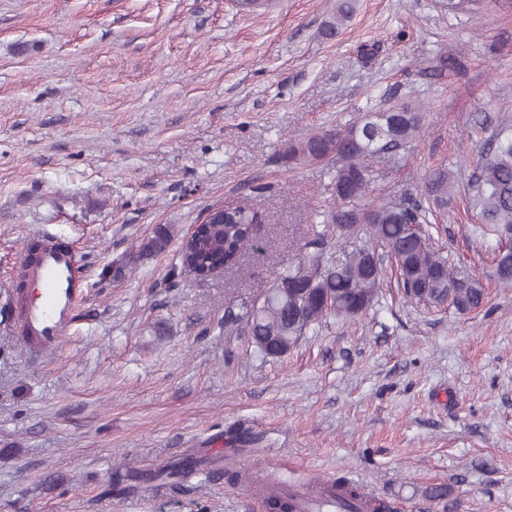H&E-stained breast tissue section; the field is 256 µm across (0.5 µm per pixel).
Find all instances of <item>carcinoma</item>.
I'll list each match as a JSON object with an SVG mask.
<instances>
[{
  "label": "carcinoma",
  "mask_w": 512,
  "mask_h": 512,
  "mask_svg": "<svg viewBox=\"0 0 512 512\" xmlns=\"http://www.w3.org/2000/svg\"><path fill=\"white\" fill-rule=\"evenodd\" d=\"M357 0H337L335 20L325 24L328 38L356 12ZM422 129V115L407 103L370 110L358 124L348 128L321 129L301 142H291L284 150L290 163L300 160H339L330 186L337 206L318 211L308 246L317 252L304 255L284 267L271 288L253 304L235 311L224 308V326L231 327L249 344L270 357L290 351L308 329L328 316L355 320L368 311L376 298L385 274V261L396 267L398 287L411 299L426 306H452L461 313L483 306V283L469 275L450 270L449 258L437 251L424 225L435 209H445L456 184L448 164L440 163L426 176L425 195L429 207L421 202L363 203L370 184L363 160L395 153L413 142ZM468 202L479 211L482 236L495 235L512 240V138L498 139L480 152L466 183ZM258 212L246 206L224 209V223L207 224L199 233L182 237L178 258L181 268L192 267L197 279L206 281L220 266H237L243 254L255 248L253 227ZM366 226L368 240L357 243L354 234ZM336 243H328L330 233ZM166 226L143 246L147 252H160L171 240ZM495 277L503 286H512V246L499 253ZM320 501L337 499L352 509L362 499L359 489L345 479L317 491ZM269 512H298L295 494L278 487L267 496Z\"/></svg>",
  "instance_id": "1"
}]
</instances>
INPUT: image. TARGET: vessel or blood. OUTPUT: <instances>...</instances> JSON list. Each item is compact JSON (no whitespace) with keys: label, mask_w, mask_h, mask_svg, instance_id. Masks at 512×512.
I'll return each instance as SVG.
<instances>
[{"label":"vessel or blood","mask_w":512,"mask_h":512,"mask_svg":"<svg viewBox=\"0 0 512 512\" xmlns=\"http://www.w3.org/2000/svg\"><path fill=\"white\" fill-rule=\"evenodd\" d=\"M34 254H22L12 270L19 286L5 302L8 332L32 358L56 354L72 334L87 297L81 253L49 233L39 234Z\"/></svg>","instance_id":"obj_1"}]
</instances>
